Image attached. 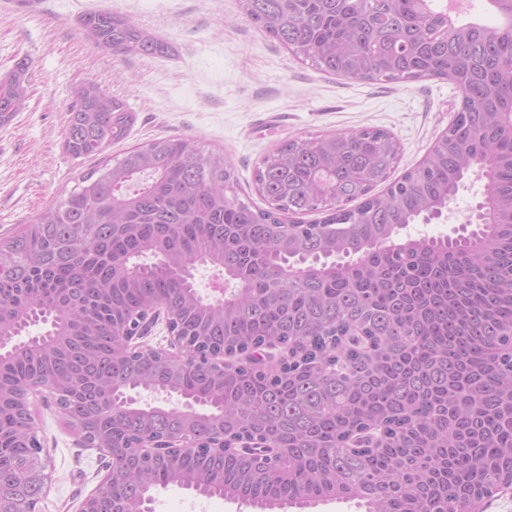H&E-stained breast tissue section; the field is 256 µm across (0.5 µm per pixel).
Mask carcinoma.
Listing matches in <instances>:
<instances>
[{"instance_id": "1", "label": "carcinoma", "mask_w": 512, "mask_h": 512, "mask_svg": "<svg viewBox=\"0 0 512 512\" xmlns=\"http://www.w3.org/2000/svg\"><path fill=\"white\" fill-rule=\"evenodd\" d=\"M242 14L323 73L357 81L446 78L462 92L448 130L385 191L400 146L380 127L292 139L241 201L231 161L190 137L133 146L0 238V336L53 331L0 358V512H29L49 475L26 402L37 384L80 442L112 449L97 495L111 512L170 486L305 512H469L512 482V0L498 24L448 23L439 0H238ZM98 49L167 57L172 47L110 11L80 19ZM26 60L0 91L21 111ZM63 149L90 158L123 140L128 105L99 84L73 91ZM486 223L452 238L407 228L442 216L468 174ZM309 219H304V216ZM224 271V302L194 271ZM163 304L197 345L189 361L130 351L126 329ZM287 359L264 365L258 353ZM224 353V369L208 365ZM195 402L128 403L130 387ZM195 446L151 456L144 440ZM225 449H214L218 437Z\"/></svg>"}]
</instances>
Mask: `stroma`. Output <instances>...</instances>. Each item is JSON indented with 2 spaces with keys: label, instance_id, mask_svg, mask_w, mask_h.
Returning a JSON list of instances; mask_svg holds the SVG:
<instances>
[{
  "label": "stroma",
  "instance_id": "1",
  "mask_svg": "<svg viewBox=\"0 0 512 512\" xmlns=\"http://www.w3.org/2000/svg\"><path fill=\"white\" fill-rule=\"evenodd\" d=\"M92 10L126 16L171 44L169 57L95 48L80 18ZM28 60L25 107L0 126V237L67 194L94 160L63 149L73 89L92 80L124 100L136 120L106 156L158 137H190L229 157L245 202L262 205L255 174L262 158L287 140L366 126L400 143L396 175L414 169L460 108L462 93L438 78L356 82L295 58L241 15L237 0H0V77ZM483 194L469 177L446 219L429 234L450 233ZM31 410L49 460V491L40 512H79L104 476L95 449L81 445L53 401Z\"/></svg>",
  "mask_w": 512,
  "mask_h": 512
}]
</instances>
